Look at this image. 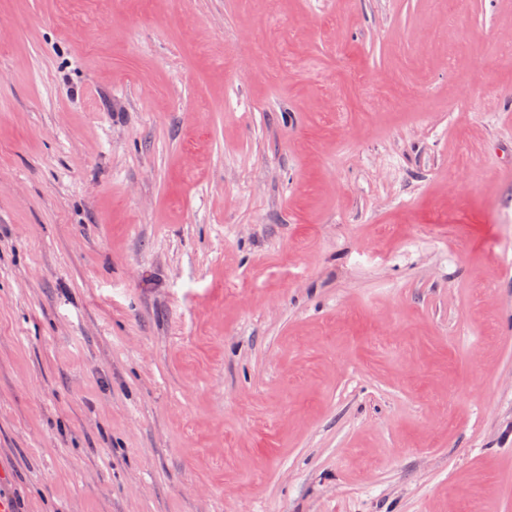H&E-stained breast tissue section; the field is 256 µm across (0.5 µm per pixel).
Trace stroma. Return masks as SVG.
I'll return each instance as SVG.
<instances>
[{"label": "stroma", "mask_w": 512, "mask_h": 512, "mask_svg": "<svg viewBox=\"0 0 512 512\" xmlns=\"http://www.w3.org/2000/svg\"><path fill=\"white\" fill-rule=\"evenodd\" d=\"M0 461L512 512V0H0Z\"/></svg>", "instance_id": "stroma-1"}]
</instances>
